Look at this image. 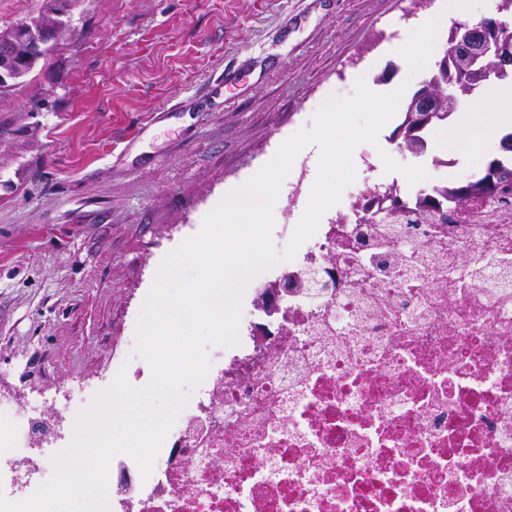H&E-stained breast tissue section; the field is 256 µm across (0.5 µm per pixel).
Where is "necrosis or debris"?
Instances as JSON below:
<instances>
[{
    "label": "necrosis or debris",
    "instance_id": "obj_1",
    "mask_svg": "<svg viewBox=\"0 0 512 512\" xmlns=\"http://www.w3.org/2000/svg\"><path fill=\"white\" fill-rule=\"evenodd\" d=\"M351 195L251 298L121 512H512V195ZM70 408L0 395V494L39 488Z\"/></svg>",
    "mask_w": 512,
    "mask_h": 512
}]
</instances>
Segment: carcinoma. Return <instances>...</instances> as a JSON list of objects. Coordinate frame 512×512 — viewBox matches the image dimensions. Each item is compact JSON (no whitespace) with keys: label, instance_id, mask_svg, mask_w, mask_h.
I'll use <instances>...</instances> for the list:
<instances>
[{"label":"carcinoma","instance_id":"1","mask_svg":"<svg viewBox=\"0 0 512 512\" xmlns=\"http://www.w3.org/2000/svg\"><path fill=\"white\" fill-rule=\"evenodd\" d=\"M75 0H45L39 15L26 23H20L7 32L0 33V58L7 59L9 66L20 68V78H25L35 67L40 55L24 51L27 29H55L64 20L70 18ZM512 17V0H498L497 14L489 18L494 33L501 43L512 47V33L507 30L505 17ZM458 24H453L448 32L447 48L439 60L441 80L452 87L453 98L442 94L439 83H423L408 98L403 108V120L395 127L389 140L397 143L398 148L413 155H420L427 149V135L434 125L448 121L459 106L473 98L483 87L471 75L470 62L452 52L456 42ZM434 106L432 121L422 123L418 116L425 107ZM501 141L509 142L508 149L502 150V156L491 160L485 170L466 183L448 184L445 189H437L442 200L463 204L474 195L495 196L512 192V132L505 134Z\"/></svg>","mask_w":512,"mask_h":512}]
</instances>
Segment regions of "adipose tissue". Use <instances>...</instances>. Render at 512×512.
<instances>
[{"instance_id": "ef3b65f1", "label": "adipose tissue", "mask_w": 512, "mask_h": 512, "mask_svg": "<svg viewBox=\"0 0 512 512\" xmlns=\"http://www.w3.org/2000/svg\"><path fill=\"white\" fill-rule=\"evenodd\" d=\"M511 98L512 86L489 85L483 96L461 113L455 127L435 132V140L454 142L458 153L467 158L489 152L497 142L500 129L494 117L501 103Z\"/></svg>"}]
</instances>
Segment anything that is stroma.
<instances>
[{"label":"stroma","mask_w":512,"mask_h":512,"mask_svg":"<svg viewBox=\"0 0 512 512\" xmlns=\"http://www.w3.org/2000/svg\"><path fill=\"white\" fill-rule=\"evenodd\" d=\"M443 0H76L71 29L0 93V391L107 383L165 257L357 79L406 78L392 47ZM320 147L274 207L284 251Z\"/></svg>","instance_id":"35a3bbf8"}]
</instances>
